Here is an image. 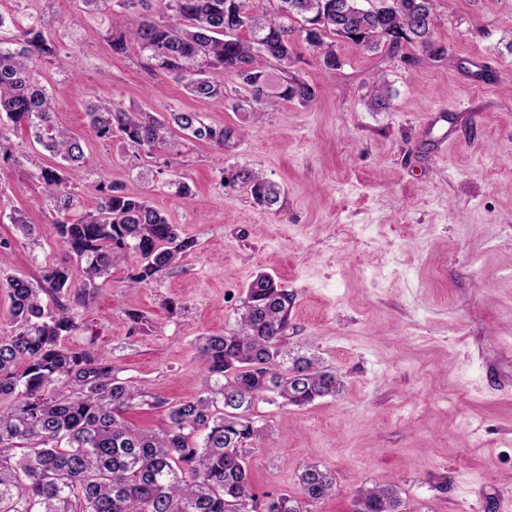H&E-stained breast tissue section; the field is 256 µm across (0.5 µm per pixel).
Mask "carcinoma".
Masks as SVG:
<instances>
[{"label": "carcinoma", "mask_w": 512, "mask_h": 512, "mask_svg": "<svg viewBox=\"0 0 512 512\" xmlns=\"http://www.w3.org/2000/svg\"><path fill=\"white\" fill-rule=\"evenodd\" d=\"M153 2L167 20L144 15L129 22L127 12ZM377 2L365 10L358 0H117L109 45L115 54L137 48L150 68L196 97L222 99L226 80L235 79L258 116L282 101L307 104L316 97L296 78L272 86L263 66L290 60L297 37L332 69L337 37L365 50L418 44L433 57L442 53L432 40L431 0ZM10 26L13 38L0 35V169L19 165L8 132L23 125L59 159L29 175L53 204L57 236L82 280L67 262L43 267L34 283L5 279L13 329L0 336V401H9L0 406V512H314L336 493L334 475L316 464L301 471L294 495L259 496L251 484L246 446L258 433L255 404L273 396L302 408L343 388L336 371L288 350L293 296L272 275L261 272L249 282L235 329L199 338L203 395L154 400L166 408L160 432L124 420L147 392L119 378L105 354L65 343L81 330L77 309L93 300L96 280L127 251L139 256L127 275L137 288L157 280L196 241L147 199L112 182H99L96 207L72 217L84 148L54 124L53 94L33 76L58 48L34 17L22 23L0 12V32ZM370 100L374 110L386 111L391 93L377 83ZM88 116L96 137L118 132L126 147L149 157L168 148L176 129L220 148L233 136L191 111L166 118L93 101ZM222 175L269 210L280 201V186L246 166ZM400 506L394 490L375 486L359 492L354 512H401Z\"/></svg>", "instance_id": "cac0c4a2"}]
</instances>
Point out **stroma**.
Instances as JSON below:
<instances>
[{
    "label": "stroma",
    "instance_id": "stroma-1",
    "mask_svg": "<svg viewBox=\"0 0 512 512\" xmlns=\"http://www.w3.org/2000/svg\"><path fill=\"white\" fill-rule=\"evenodd\" d=\"M112 8L0 0V13L40 17L58 45L35 76L57 91L55 121L84 143L77 211L94 207L97 181L116 182L197 246L140 288L125 282L138 262L128 254L80 310L84 328L69 345L105 352L121 378L159 399L198 397L197 338L233 329L248 282L269 273L294 296L290 348L321 358L344 388L301 409L257 403L254 492L295 494L302 468L317 464L334 473L336 493L315 512H352L373 486L396 489L411 512H512V0H432L444 49L435 58L340 39L328 69L296 40L288 69H266L317 97L258 118L240 108L236 81L226 99L197 98L136 53H113L103 21ZM73 55L74 76L63 68ZM376 80L392 93L382 112L369 104ZM97 98L199 112L241 135L221 150L179 134L150 158L95 136L86 106ZM10 138L22 164L0 171V236L17 238L16 211L34 233L17 238L4 272L33 280L67 254L28 177L30 160L49 158L26 128ZM236 165L281 186L277 210L222 183ZM170 180L190 195H174ZM135 311L146 317L136 330Z\"/></svg>",
    "mask_w": 512,
    "mask_h": 512
}]
</instances>
